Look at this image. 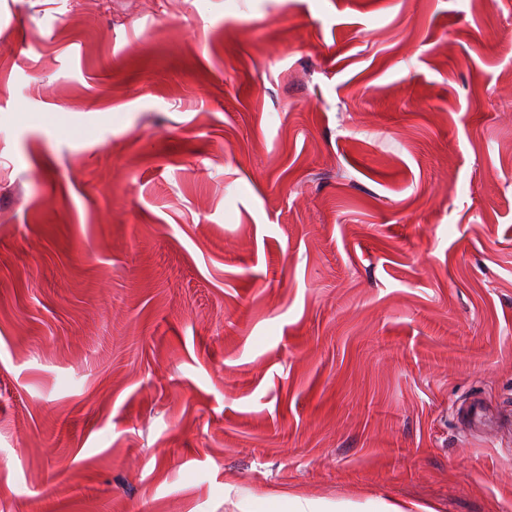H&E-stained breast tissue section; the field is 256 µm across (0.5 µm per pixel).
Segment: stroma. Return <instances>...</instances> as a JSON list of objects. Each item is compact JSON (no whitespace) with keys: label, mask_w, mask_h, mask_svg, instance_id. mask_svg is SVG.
Returning a JSON list of instances; mask_svg holds the SVG:
<instances>
[{"label":"stroma","mask_w":512,"mask_h":512,"mask_svg":"<svg viewBox=\"0 0 512 512\" xmlns=\"http://www.w3.org/2000/svg\"><path fill=\"white\" fill-rule=\"evenodd\" d=\"M281 492L512 512V0H0V512Z\"/></svg>","instance_id":"stroma-1"}]
</instances>
